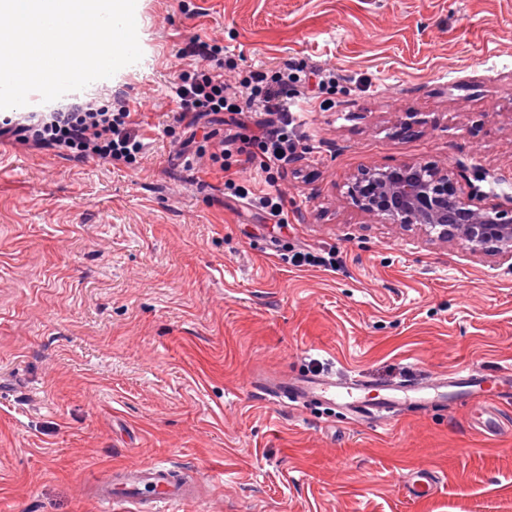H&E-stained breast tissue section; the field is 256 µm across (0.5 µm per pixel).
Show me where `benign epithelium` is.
Here are the masks:
<instances>
[{
    "mask_svg": "<svg viewBox=\"0 0 512 512\" xmlns=\"http://www.w3.org/2000/svg\"><path fill=\"white\" fill-rule=\"evenodd\" d=\"M345 201L431 241L512 258V204L488 202L460 169L422 162L364 168L348 182Z\"/></svg>",
    "mask_w": 512,
    "mask_h": 512,
    "instance_id": "1",
    "label": "benign epithelium"
}]
</instances>
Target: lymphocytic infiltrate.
Listing matches in <instances>:
<instances>
[{
  "label": "lymphocytic infiltrate",
  "instance_id": "f902f5d3",
  "mask_svg": "<svg viewBox=\"0 0 512 512\" xmlns=\"http://www.w3.org/2000/svg\"><path fill=\"white\" fill-rule=\"evenodd\" d=\"M182 54L196 58L198 65L171 87L178 117L228 114V133L209 154L212 166L226 172L224 188L230 196L248 200L274 223L287 225L285 200L273 185L281 164L296 151L291 108L295 101L310 99L311 72L303 63L288 60L269 69L250 70L233 85L224 80V47L219 39L191 41ZM131 124L129 109L74 104L30 123L1 119L0 137L11 134L38 146L68 150L80 159L97 157L131 166L144 148L131 133ZM254 163L270 187L257 197L229 175L232 167Z\"/></svg>",
  "mask_w": 512,
  "mask_h": 512
}]
</instances>
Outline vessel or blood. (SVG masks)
Listing matches in <instances>:
<instances>
[{"label": "vessel or blood", "mask_w": 512, "mask_h": 512, "mask_svg": "<svg viewBox=\"0 0 512 512\" xmlns=\"http://www.w3.org/2000/svg\"><path fill=\"white\" fill-rule=\"evenodd\" d=\"M261 387L279 400L320 402L380 425L390 424L397 412L410 406L477 404L489 396L512 397V384L504 373L489 374L469 367L450 370L425 385L409 381L386 385L368 378L338 380L325 374L300 373L262 382ZM195 497L193 482L184 479L181 471L156 462L132 463L126 466L120 487L104 490L99 503L104 512H112L115 504L123 502L148 506L150 512H177Z\"/></svg>", "instance_id": "vessel-or-blood-1"}]
</instances>
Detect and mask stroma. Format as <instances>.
Masks as SVG:
<instances>
[{
    "mask_svg": "<svg viewBox=\"0 0 512 512\" xmlns=\"http://www.w3.org/2000/svg\"><path fill=\"white\" fill-rule=\"evenodd\" d=\"M138 63L30 112L126 106L135 168L0 140V512H97L132 462L197 472L182 512H512V403L377 428L269 400L257 377L425 383L512 368V259L345 204L360 169L422 161L512 195V0H138ZM336 73L298 103L281 229L169 160L179 52ZM408 118L409 129L399 121ZM334 252L327 271L285 247ZM434 472L412 499L406 478Z\"/></svg>",
    "mask_w": 512,
    "mask_h": 512,
    "instance_id": "obj_1",
    "label": "stroma"
}]
</instances>
